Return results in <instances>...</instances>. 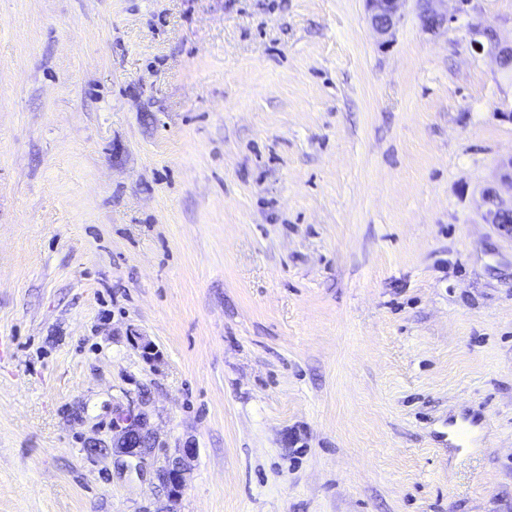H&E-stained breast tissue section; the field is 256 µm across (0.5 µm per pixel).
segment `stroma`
<instances>
[{"label":"stroma","instance_id":"35a3bbf8","mask_svg":"<svg viewBox=\"0 0 512 512\" xmlns=\"http://www.w3.org/2000/svg\"><path fill=\"white\" fill-rule=\"evenodd\" d=\"M421 11L0 0V512H512V74ZM405 0H366L369 20L374 31L387 34L396 24ZM481 200L483 222L512 237V224H503L505 219L512 218V154L499 160L495 185L481 191ZM112 429L118 432L113 448H118L120 456L128 459L124 461L125 465H134L142 471L156 448L153 433L148 426V415L144 411L137 414L133 410L118 411L113 418ZM143 445L151 448H141ZM195 452L192 443L186 442L183 448H178V455L168 458L166 466L157 472V479L171 501L178 500L181 495L185 462L193 458Z\"/></svg>","mask_w":512,"mask_h":512}]
</instances>
